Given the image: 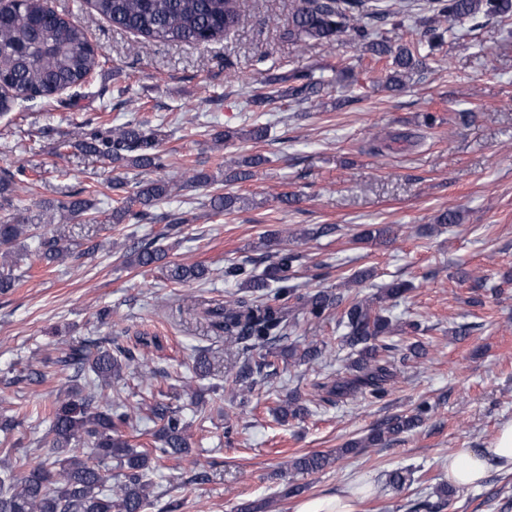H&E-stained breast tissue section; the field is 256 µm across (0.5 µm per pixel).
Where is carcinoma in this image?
I'll use <instances>...</instances> for the list:
<instances>
[{
	"instance_id": "1",
	"label": "carcinoma",
	"mask_w": 512,
	"mask_h": 512,
	"mask_svg": "<svg viewBox=\"0 0 512 512\" xmlns=\"http://www.w3.org/2000/svg\"><path fill=\"white\" fill-rule=\"evenodd\" d=\"M433 17L425 32L409 42L393 43L377 32V23L390 17L412 12L411 0H399L397 5L383 0H301V5L288 20L282 37L295 43L309 39L329 40L345 34L362 51L379 63L389 61L395 71L387 83L393 90L406 87V80L423 66L420 50L432 54L445 43L443 23L452 20H512V0H430ZM91 8L112 25L133 32L148 41L160 43L205 44L223 37L239 22L238 0H89ZM101 53L76 20L51 10L46 0H15L0 14V115H6L24 102L50 99L70 90L85 87L100 67ZM286 90L289 99L308 103L321 96V82L304 70L288 76ZM268 136V128L254 124L243 132H216L214 144L233 138H245L255 144ZM166 134L159 125L130 120L117 128H104L89 134L80 130L64 146L95 155L116 170L134 169L140 173L164 167L162 145ZM264 162L253 156L244 161L245 168L234 169L229 182H246L253 177L249 167ZM186 181L199 187L216 184L213 176L203 170L188 169ZM115 188L126 195L115 200L109 217L112 224H137L149 218L160 202L171 197L176 184L166 179H142L134 183L119 181ZM24 190L15 174L0 172V293H7L20 282L14 274L15 264L9 262L23 236L36 242V249L48 264L62 262L70 256L61 237L41 232L40 224H21L15 220L14 201ZM237 197L215 193L209 198L211 210L218 214L231 212ZM57 208L74 218L94 213V203L71 195ZM168 249L151 242L137 246L130 253V263L138 267L162 264L166 279L190 283L205 279L208 270L197 263L187 264L167 260ZM300 255L294 249L284 250L270 258L262 273L255 275L243 266H231L224 271L227 279H242L240 293L224 302L202 308V316L210 331L224 338L244 353L287 338L288 330L296 327L289 319L287 297L294 289L286 287L270 293L273 284L288 282ZM412 285L396 282L381 289L374 300L353 301L344 309L342 323L346 333L344 344L355 357L343 373H326L312 383L313 400L333 404L348 399H382L397 377L396 363L427 355L423 344L414 342L406 349L387 343L383 336L389 332L391 321L385 315L384 303L406 294ZM297 304L304 314L321 319L327 311L343 304L342 293L318 290L298 294ZM327 346L311 341L299 354L304 363H319L326 357ZM134 360L131 350L116 346H84L61 352L58 363L71 366L84 378L96 383L97 390L86 395L77 388L60 391L49 412L50 447L45 460L20 478L6 471L0 475V512H145L149 505L147 471L154 461L145 449L136 451L121 438L119 428L127 424L133 409L112 410V397L104 393L112 379L121 377ZM272 363L261 357L256 362L246 360L236 373L238 383L253 375H262ZM431 406L423 402L414 413L396 415L383 426L373 430L365 439L351 441L336 450V457L358 453L377 446L394 436L419 427ZM152 414L159 428L154 433L157 450L179 459L189 457L191 445L187 424L179 410L157 403ZM119 460L122 481L112 493L107 485L112 480L107 464ZM331 463V455L313 453L296 458L291 467L301 473H315ZM411 470H394L386 484L401 489L413 484ZM455 494L446 485L439 488L436 503L420 501L413 512H439Z\"/></svg>"
}]
</instances>
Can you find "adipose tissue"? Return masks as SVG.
<instances>
[{
    "instance_id": "obj_1",
    "label": "adipose tissue",
    "mask_w": 512,
    "mask_h": 512,
    "mask_svg": "<svg viewBox=\"0 0 512 512\" xmlns=\"http://www.w3.org/2000/svg\"><path fill=\"white\" fill-rule=\"evenodd\" d=\"M512 474V420L499 425L486 448H468L448 456V482L459 488L480 485L489 470Z\"/></svg>"
}]
</instances>
